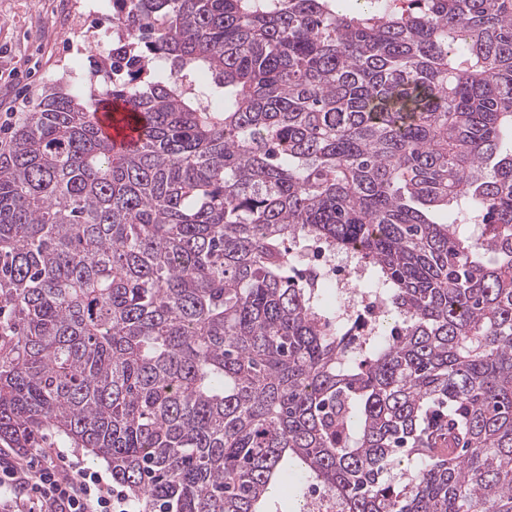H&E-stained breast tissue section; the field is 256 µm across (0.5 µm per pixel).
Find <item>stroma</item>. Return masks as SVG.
<instances>
[{
	"label": "stroma",
	"mask_w": 512,
	"mask_h": 512,
	"mask_svg": "<svg viewBox=\"0 0 512 512\" xmlns=\"http://www.w3.org/2000/svg\"><path fill=\"white\" fill-rule=\"evenodd\" d=\"M112 25V0H0V96L19 115L45 94L105 91L98 40Z\"/></svg>",
	"instance_id": "stroma-1"
}]
</instances>
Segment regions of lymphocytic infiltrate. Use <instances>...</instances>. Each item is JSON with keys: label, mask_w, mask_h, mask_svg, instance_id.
<instances>
[{"label": "lymphocytic infiltrate", "mask_w": 512, "mask_h": 512, "mask_svg": "<svg viewBox=\"0 0 512 512\" xmlns=\"http://www.w3.org/2000/svg\"><path fill=\"white\" fill-rule=\"evenodd\" d=\"M0 512H130L101 474L59 448H0Z\"/></svg>", "instance_id": "1"}]
</instances>
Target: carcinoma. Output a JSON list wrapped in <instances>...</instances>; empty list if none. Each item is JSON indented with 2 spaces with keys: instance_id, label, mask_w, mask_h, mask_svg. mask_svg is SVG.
Returning a JSON list of instances; mask_svg holds the SVG:
<instances>
[{
  "instance_id": "1",
  "label": "carcinoma",
  "mask_w": 512,
  "mask_h": 512,
  "mask_svg": "<svg viewBox=\"0 0 512 512\" xmlns=\"http://www.w3.org/2000/svg\"><path fill=\"white\" fill-rule=\"evenodd\" d=\"M341 2L112 0L126 79L0 146V440L137 512H512V0ZM127 112L114 106L111 113L100 109L97 116L101 120L102 129L106 136L112 139L116 149H125L132 146L138 137L136 124H132ZM306 250L312 267L320 276L325 273L328 280L335 286L337 293L342 296L345 302L342 305L348 316H356L360 319L362 334H373L381 323L382 312L377 300L359 290L356 283V267L353 262L354 252L349 250L346 259L340 264L328 257V249L317 239L307 241ZM367 316V318L365 317Z\"/></svg>"
}]
</instances>
